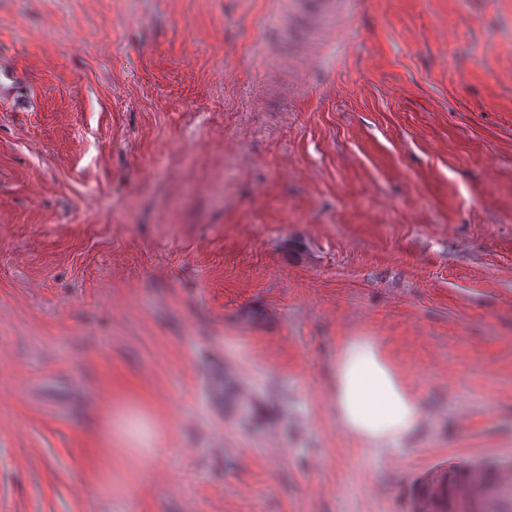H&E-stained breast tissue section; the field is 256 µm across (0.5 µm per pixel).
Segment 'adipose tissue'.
Wrapping results in <instances>:
<instances>
[{"label":"adipose tissue","instance_id":"adipose-tissue-1","mask_svg":"<svg viewBox=\"0 0 512 512\" xmlns=\"http://www.w3.org/2000/svg\"><path fill=\"white\" fill-rule=\"evenodd\" d=\"M333 410L343 431L368 449L399 448L421 429L425 414L418 397L379 343L349 336L339 345L332 370ZM104 447L126 449L137 464L164 454L156 428L133 437L118 426L101 430Z\"/></svg>","mask_w":512,"mask_h":512}]
</instances>
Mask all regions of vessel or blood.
<instances>
[{"mask_svg":"<svg viewBox=\"0 0 512 512\" xmlns=\"http://www.w3.org/2000/svg\"><path fill=\"white\" fill-rule=\"evenodd\" d=\"M28 84L0 57V99L22 102ZM401 512H512V456L497 450L434 457L410 475Z\"/></svg>","mask_w":512,"mask_h":512,"instance_id":"vessel-or-blood-1","label":"vessel or blood"}]
</instances>
